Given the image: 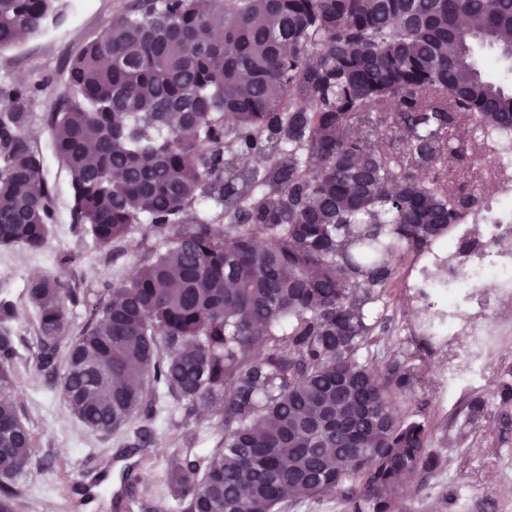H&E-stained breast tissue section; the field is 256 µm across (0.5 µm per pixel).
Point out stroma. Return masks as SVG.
Here are the masks:
<instances>
[{
  "label": "stroma",
  "instance_id": "stroma-1",
  "mask_svg": "<svg viewBox=\"0 0 512 512\" xmlns=\"http://www.w3.org/2000/svg\"><path fill=\"white\" fill-rule=\"evenodd\" d=\"M131 2L64 0L61 21L46 23L21 43L0 50V86L48 80L56 92H63L66 62ZM48 110L45 98H38L32 130L45 150L43 174L54 189L59 222L40 251L0 247V293H9L17 307L9 325L20 351L13 396L34 435L28 467L13 480L20 492L15 505L23 512H182L166 491L169 462L188 431L196 432L200 447H213L223 434L220 416L186 415L183 404L167 396L155 417L140 418L136 425L109 434L96 433L71 413L60 389L37 365L35 314L25 297L28 280L51 272L78 288L118 283L130 278L138 260L135 248L116 257L111 249L72 232V190L65 167L48 151L49 131L43 121ZM64 252L78 253L79 261L59 267L57 258ZM425 257V252L411 250L398 258L393 290L379 310L388 330L361 352L381 377L408 376L395 409L405 420L430 426L429 452L439 460L435 470L414 472L396 512H512V399L501 398L503 387L512 386V340L486 361L477 387L449 385V367L466 370V346L458 338L420 331L442 308L425 293ZM476 401L482 402L483 411L474 418L470 406ZM142 426L151 430L153 441L137 448L133 442ZM104 471L108 480L93 485V478Z\"/></svg>",
  "mask_w": 512,
  "mask_h": 512
}]
</instances>
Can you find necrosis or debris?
Wrapping results in <instances>:
<instances>
[{"label":"necrosis or debris","instance_id":"1","mask_svg":"<svg viewBox=\"0 0 512 512\" xmlns=\"http://www.w3.org/2000/svg\"><path fill=\"white\" fill-rule=\"evenodd\" d=\"M501 209L488 205L482 221L488 229L486 246L480 256L470 263L446 262L444 257L432 256L430 263L443 266L448 277V286L441 294L448 306V333L468 339V381L474 382L483 375L482 360L497 343L512 339V319L503 317L492 324L477 325L471 320L465 306L480 283L491 279L496 283L494 302L512 303V221L500 220Z\"/></svg>","mask_w":512,"mask_h":512}]
</instances>
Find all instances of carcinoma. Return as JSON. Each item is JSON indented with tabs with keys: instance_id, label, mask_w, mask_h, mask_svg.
<instances>
[{
	"instance_id": "obj_1",
	"label": "carcinoma",
	"mask_w": 512,
	"mask_h": 512,
	"mask_svg": "<svg viewBox=\"0 0 512 512\" xmlns=\"http://www.w3.org/2000/svg\"><path fill=\"white\" fill-rule=\"evenodd\" d=\"M211 2L136 0L52 100L71 229L114 253L144 230L129 282L30 280L40 368L96 432L153 412L161 389L222 411L215 448L170 462L183 512H282L336 491L346 512H395L402 475L436 461L429 426L394 412L405 378L361 359L387 328L366 307L393 256L484 208L490 192L452 188L437 159L462 126L512 137V92L474 53L512 61V0ZM62 15V0H0V49ZM48 89L0 87V247L39 251L57 223L29 135ZM15 317L0 299V512L34 442L7 395Z\"/></svg>"
}]
</instances>
